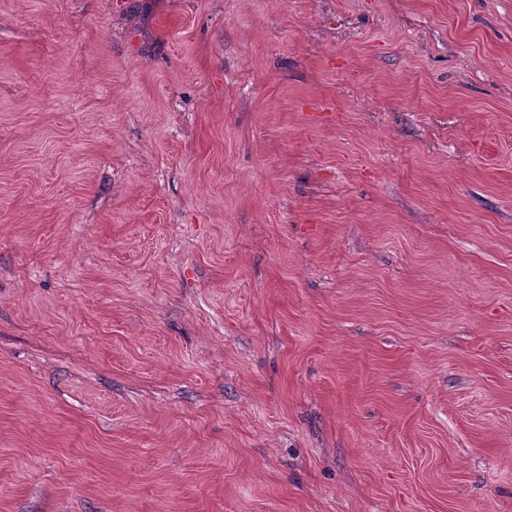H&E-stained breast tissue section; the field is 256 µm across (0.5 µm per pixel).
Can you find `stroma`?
Here are the masks:
<instances>
[{"mask_svg": "<svg viewBox=\"0 0 512 512\" xmlns=\"http://www.w3.org/2000/svg\"><path fill=\"white\" fill-rule=\"evenodd\" d=\"M0 512H512V0H0Z\"/></svg>", "mask_w": 512, "mask_h": 512, "instance_id": "obj_1", "label": "stroma"}]
</instances>
